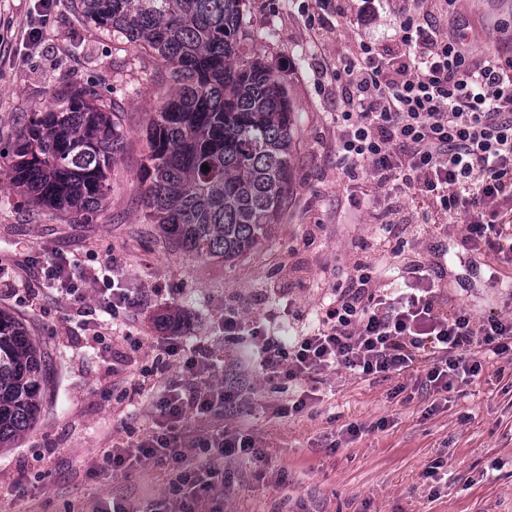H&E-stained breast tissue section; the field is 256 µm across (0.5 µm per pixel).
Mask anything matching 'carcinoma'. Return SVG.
Here are the masks:
<instances>
[{
  "instance_id": "obj_1",
  "label": "carcinoma",
  "mask_w": 512,
  "mask_h": 512,
  "mask_svg": "<svg viewBox=\"0 0 512 512\" xmlns=\"http://www.w3.org/2000/svg\"><path fill=\"white\" fill-rule=\"evenodd\" d=\"M75 14L158 57L173 87L144 129L145 219L200 257L251 249L288 187L293 107L282 80L238 56L245 0H72ZM126 144L112 97L73 90L32 114L9 185L73 220L103 206ZM207 165L210 170H202ZM47 355L0 310V447L37 420Z\"/></svg>"
}]
</instances>
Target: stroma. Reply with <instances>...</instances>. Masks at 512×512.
Listing matches in <instances>:
<instances>
[{"label": "stroma", "mask_w": 512, "mask_h": 512, "mask_svg": "<svg viewBox=\"0 0 512 512\" xmlns=\"http://www.w3.org/2000/svg\"><path fill=\"white\" fill-rule=\"evenodd\" d=\"M401 2L385 0L378 23L359 34L321 14L317 0H246L241 54L284 82L294 143L289 189L268 234L224 260L185 252L143 215V130L158 107L157 84L168 79L160 59L77 19L70 0H50L49 23L30 39L39 0H0V267L14 283L0 292V310L49 355L37 421L0 448V512H98L116 498L178 512L168 469L95 470L101 449L155 427L159 393L139 385L180 372L157 348L167 314L184 344L215 354L210 385L238 393L232 407L189 417L186 453L201 455V436L244 426L267 455L226 463L224 512H512V363L440 393L425 388L421 372L364 379L328 370L316 399L287 414V380L243 368L248 337H224L228 310L280 324L290 337L314 327L319 307L359 264L377 288L402 287L396 268L407 261L441 268L448 313H499L512 298V261L462 248L463 225L439 223L430 198H397L367 179L345 185L337 165L336 62L361 36L397 25ZM427 8L441 31L463 30L474 54L512 58V0H428ZM318 14L324 22L313 23ZM86 86L111 94L127 144L103 207L74 222L5 181L30 113ZM53 258L106 268L136 306L94 335L69 297L48 288L42 264Z\"/></svg>", "instance_id": "35a3bbf8"}]
</instances>
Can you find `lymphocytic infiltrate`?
<instances>
[{
	"label": "lymphocytic infiltrate",
	"instance_id": "lymphocytic-infiltrate-1",
	"mask_svg": "<svg viewBox=\"0 0 512 512\" xmlns=\"http://www.w3.org/2000/svg\"><path fill=\"white\" fill-rule=\"evenodd\" d=\"M346 85L336 112V154L347 181L370 177L395 195L432 197L449 223L465 224L463 246L497 256L512 250V64L495 54L474 55L462 33H440L433 22L407 11L389 40H361L336 66ZM408 288L372 285L359 265L322 307L318 326L285 344L263 325L250 328L261 342L259 367L267 377L300 383L293 411L306 407L307 386L328 369L362 378L425 371V385L452 390L455 381L480 377L486 364L512 357V315L444 313L437 276L422 264L403 265ZM165 356L179 359L180 379L155 404L159 431L133 449L103 451L96 466L124 474L151 460L174 472L184 512L209 507L224 484L225 462L265 459L243 430L222 431L201 442L202 459L178 448L177 426L190 416L229 405V389L201 387L215 362L210 351H185L164 339Z\"/></svg>",
	"mask_w": 512,
	"mask_h": 512
}]
</instances>
